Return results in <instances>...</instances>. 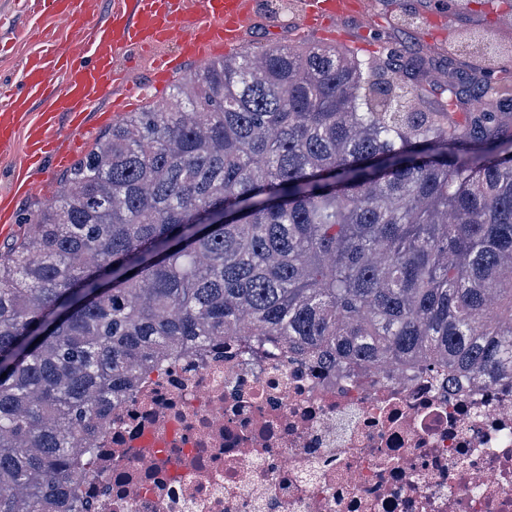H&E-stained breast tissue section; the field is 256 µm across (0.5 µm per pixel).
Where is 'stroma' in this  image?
Masks as SVG:
<instances>
[{"mask_svg": "<svg viewBox=\"0 0 512 512\" xmlns=\"http://www.w3.org/2000/svg\"><path fill=\"white\" fill-rule=\"evenodd\" d=\"M264 20L250 29L245 45L259 55L270 46L301 48L315 44H336L340 39L361 44V58L378 56L388 48H397L403 65H412L421 56L443 65L448 61V37L459 33L490 31L509 51L499 60L501 67L512 70V16L502 12L498 0H468L456 8L452 0H369L367 14L338 20L340 35L299 34L295 24L284 23L278 0H257ZM55 38L61 51L73 60L89 61L88 53L79 51L70 32L52 16L24 11L0 0V88L17 92L23 89L26 61L38 53L48 38ZM150 54H137L135 63L122 84L114 86L117 94L130 95L134 111L161 103L165 95L156 85ZM22 148L0 155V194H12V222L8 234L0 236V252L14 243L23 222L34 221L42 204L51 200L69 172V164H54L50 156L32 166H25ZM29 168L38 185L30 194L14 193V179L19 169Z\"/></svg>", "mask_w": 512, "mask_h": 512, "instance_id": "1", "label": "stroma"}]
</instances>
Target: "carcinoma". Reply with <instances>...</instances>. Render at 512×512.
<instances>
[{
    "label": "carcinoma",
    "mask_w": 512,
    "mask_h": 512,
    "mask_svg": "<svg viewBox=\"0 0 512 512\" xmlns=\"http://www.w3.org/2000/svg\"><path fill=\"white\" fill-rule=\"evenodd\" d=\"M243 49L95 143L0 253V512H84L97 426L166 357L512 375V70ZM6 377H1V374Z\"/></svg>",
    "instance_id": "cac0c4a2"
}]
</instances>
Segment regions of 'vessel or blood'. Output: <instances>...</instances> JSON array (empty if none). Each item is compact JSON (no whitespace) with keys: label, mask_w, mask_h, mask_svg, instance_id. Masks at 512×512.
Here are the masks:
<instances>
[{"label":"vessel or blood","mask_w":512,"mask_h":512,"mask_svg":"<svg viewBox=\"0 0 512 512\" xmlns=\"http://www.w3.org/2000/svg\"><path fill=\"white\" fill-rule=\"evenodd\" d=\"M40 11L59 13L68 6L80 19L82 40L90 55L89 64L62 63L58 50L51 49L30 59L26 65L23 93L11 95L0 107V153L10 152L18 133H25L23 151L27 163L53 152L56 161L67 160L72 145L80 144L82 125H75L71 144L57 145L54 127L63 112L93 111L104 98H111L112 119L124 116L127 99L109 97L111 86L125 74L122 60L134 48L159 51L155 62L159 79L179 71L185 58L210 61L214 51L242 50L245 32L255 17V0H120L110 21L96 23L92 0H34ZM293 15L301 29L321 30L336 18L359 14L362 0H294ZM62 73L64 81L57 92H50L49 78ZM52 95L50 110L34 113L38 98Z\"/></svg>","instance_id":"obj_1"}]
</instances>
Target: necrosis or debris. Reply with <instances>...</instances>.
I'll return each mask as SVG.
<instances>
[{"instance_id":"4bbe7bcc","label":"necrosis or debris","mask_w":512,"mask_h":512,"mask_svg":"<svg viewBox=\"0 0 512 512\" xmlns=\"http://www.w3.org/2000/svg\"><path fill=\"white\" fill-rule=\"evenodd\" d=\"M244 344L170 358L113 405L90 512H512V377L340 379Z\"/></svg>"}]
</instances>
